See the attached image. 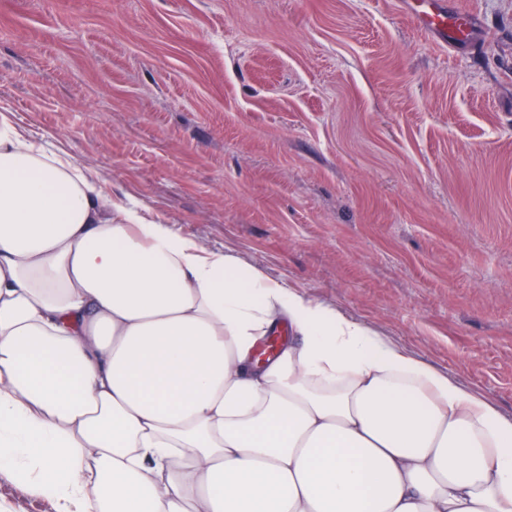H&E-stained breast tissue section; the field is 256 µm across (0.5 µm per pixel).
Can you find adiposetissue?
<instances>
[{"label":"adipose tissue","instance_id":"1","mask_svg":"<svg viewBox=\"0 0 512 512\" xmlns=\"http://www.w3.org/2000/svg\"><path fill=\"white\" fill-rule=\"evenodd\" d=\"M2 470L102 512H512V416L1 112Z\"/></svg>","mask_w":512,"mask_h":512}]
</instances>
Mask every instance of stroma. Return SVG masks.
<instances>
[{
  "label": "stroma",
  "mask_w": 512,
  "mask_h": 512,
  "mask_svg": "<svg viewBox=\"0 0 512 512\" xmlns=\"http://www.w3.org/2000/svg\"><path fill=\"white\" fill-rule=\"evenodd\" d=\"M460 2L442 46L401 0H0V111L512 416V0Z\"/></svg>",
  "instance_id": "stroma-1"
}]
</instances>
